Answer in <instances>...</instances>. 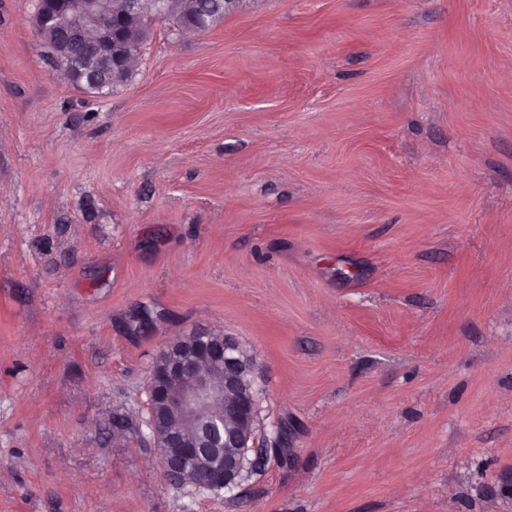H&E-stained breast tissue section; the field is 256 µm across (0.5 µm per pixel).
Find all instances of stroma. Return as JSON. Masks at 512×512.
<instances>
[{
    "label": "stroma",
    "instance_id": "1",
    "mask_svg": "<svg viewBox=\"0 0 512 512\" xmlns=\"http://www.w3.org/2000/svg\"><path fill=\"white\" fill-rule=\"evenodd\" d=\"M0 0V512H512V0H243L103 98ZM258 366L233 491L160 351ZM164 426L162 421L153 419L151 428L154 434V441L158 451V463L161 475L164 481L171 486L177 485L180 479L179 471L182 468L184 460L187 457L194 456L206 451L209 456V466L202 474L204 463L202 460H192L187 463L181 474V483L190 484L193 481H199L198 489L206 490H231L238 485L240 480L246 455H236L233 453H224V448H242L239 437L224 428V422L221 426L211 431L208 435L185 436L180 431L165 428L163 438L166 437L165 448H177L175 451L166 453L159 448L158 430ZM182 484L179 486L182 487Z\"/></svg>",
    "mask_w": 512,
    "mask_h": 512
}]
</instances>
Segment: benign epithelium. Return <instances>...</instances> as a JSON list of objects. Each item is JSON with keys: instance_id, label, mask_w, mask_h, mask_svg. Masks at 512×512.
Returning a JSON list of instances; mask_svg holds the SVG:
<instances>
[{"instance_id": "obj_1", "label": "benign epithelium", "mask_w": 512, "mask_h": 512, "mask_svg": "<svg viewBox=\"0 0 512 512\" xmlns=\"http://www.w3.org/2000/svg\"><path fill=\"white\" fill-rule=\"evenodd\" d=\"M66 11L82 20L74 39L85 41L89 52L119 60L114 48L120 40V24L113 21L102 9V0H37L34 13L36 28L51 25L56 13ZM191 352L185 357H174L163 365L160 372H151V396L161 411L175 409L189 416L198 413L217 399L214 386L197 375L202 361L221 363L224 368L222 392L224 417L239 423L252 425L256 412V398L242 393L239 383L243 372H256L254 359L242 355L239 343L222 334H195L187 337ZM166 447L171 452L158 451V463L164 481L174 486L179 480V471L184 460L203 451L209 456V466L200 477L197 488L206 490H230L238 485L246 456L226 453V448L240 447L239 437L222 426L209 434L185 436L180 431L166 428Z\"/></svg>"}]
</instances>
